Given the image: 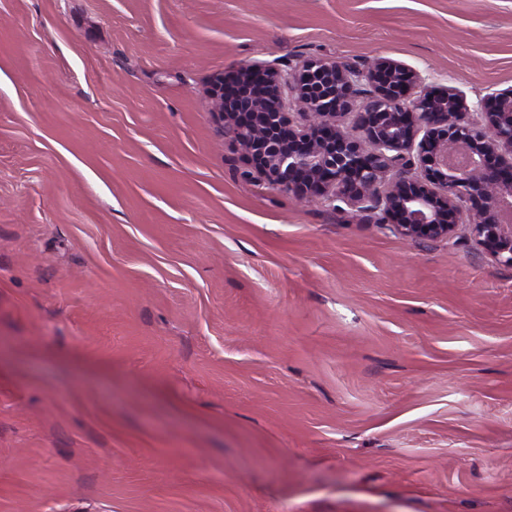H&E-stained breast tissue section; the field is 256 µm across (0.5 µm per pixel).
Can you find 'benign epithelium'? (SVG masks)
<instances>
[{"label":"benign epithelium","instance_id":"benign-epithelium-1","mask_svg":"<svg viewBox=\"0 0 512 512\" xmlns=\"http://www.w3.org/2000/svg\"><path fill=\"white\" fill-rule=\"evenodd\" d=\"M238 74L252 119L237 120L222 77L211 103L247 155L258 152L256 169L270 185L300 201L371 212L412 240L447 238L466 212L482 252L512 265V88L472 105L455 88L413 98L425 78L382 58L363 69L309 60L286 74L245 64Z\"/></svg>","mask_w":512,"mask_h":512}]
</instances>
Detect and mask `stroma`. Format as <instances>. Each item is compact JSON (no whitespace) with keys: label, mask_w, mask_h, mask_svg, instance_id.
<instances>
[{"label":"stroma","mask_w":512,"mask_h":512,"mask_svg":"<svg viewBox=\"0 0 512 512\" xmlns=\"http://www.w3.org/2000/svg\"><path fill=\"white\" fill-rule=\"evenodd\" d=\"M512 87V0H0V512H512V266L272 187L244 63Z\"/></svg>","instance_id":"stroma-1"}]
</instances>
